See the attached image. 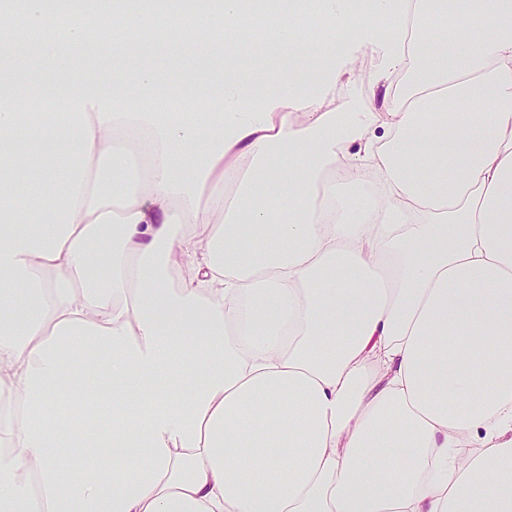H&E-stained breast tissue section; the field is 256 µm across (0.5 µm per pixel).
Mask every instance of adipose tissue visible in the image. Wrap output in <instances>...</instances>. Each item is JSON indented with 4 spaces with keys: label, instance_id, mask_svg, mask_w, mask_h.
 <instances>
[{
    "label": "adipose tissue",
    "instance_id": "1",
    "mask_svg": "<svg viewBox=\"0 0 512 512\" xmlns=\"http://www.w3.org/2000/svg\"><path fill=\"white\" fill-rule=\"evenodd\" d=\"M59 2L29 27L89 42ZM467 2L430 40L429 0H314L317 82L230 62L175 112L52 49L69 111L0 96L40 144L0 166V512H512V0ZM373 62L370 58L364 57L360 58L356 65V73L359 76V79L354 81V87L351 89L346 84H337L336 85V98L334 97H328L325 99V107L329 109H333L336 107V110L341 106L344 98L346 95L353 90L357 94H361L364 91V85H363V77L364 73L368 74V72L372 69Z\"/></svg>",
    "mask_w": 512,
    "mask_h": 512
}]
</instances>
